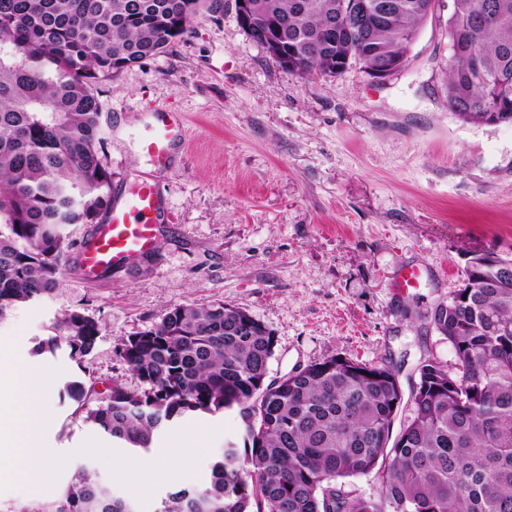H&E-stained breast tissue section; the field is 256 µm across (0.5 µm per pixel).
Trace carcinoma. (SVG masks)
Instances as JSON below:
<instances>
[{
  "instance_id": "cac0c4a2",
  "label": "carcinoma",
  "mask_w": 512,
  "mask_h": 512,
  "mask_svg": "<svg viewBox=\"0 0 512 512\" xmlns=\"http://www.w3.org/2000/svg\"><path fill=\"white\" fill-rule=\"evenodd\" d=\"M429 0H392L371 33L349 40L336 0H250L252 31L288 20V63L335 77L348 55L371 70L403 64ZM497 13L476 28L485 3ZM224 0H0V318L52 295L71 260L66 228L101 224L112 207L103 163V104L96 85L165 51L192 18ZM456 46L446 72L448 110L475 124L512 121V0H457L446 21ZM496 260L471 264L463 287L430 312L455 363L427 359L410 391L396 373L338 357L267 381L275 335L221 301L171 307L160 322L121 339L115 356L142 383L68 381L64 394L115 448L151 452L165 430L235 410L242 443L229 442L197 485L170 492L158 512H512V279ZM34 353L61 348L76 363L102 336L79 311ZM369 476L376 491L351 489ZM129 502L79 469L52 509L131 512Z\"/></svg>"
}]
</instances>
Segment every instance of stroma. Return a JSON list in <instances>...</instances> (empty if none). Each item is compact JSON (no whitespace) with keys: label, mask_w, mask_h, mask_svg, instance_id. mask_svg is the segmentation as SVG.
<instances>
[{"label":"stroma","mask_w":512,"mask_h":512,"mask_svg":"<svg viewBox=\"0 0 512 512\" xmlns=\"http://www.w3.org/2000/svg\"><path fill=\"white\" fill-rule=\"evenodd\" d=\"M446 20L429 18L406 67L378 85L357 68L332 78L282 69L240 29L235 0H224L163 53L99 84L114 194L153 172L142 150L152 112L180 114L185 149L172 169L154 172L166 210L150 272L129 264L87 280L73 263L53 296L0 319L14 359L52 382L43 439L57 487L88 466L135 512H157L176 488L161 474L137 493L122 451L104 458L108 440L60 396L68 379L139 388L113 349L176 305L223 301L264 323L277 340L272 380L336 356L389 366L407 392L424 360L453 363L426 312L460 288L470 256H512V125H469L449 112ZM405 267L422 278L402 291ZM74 310L102 321L95 350L79 363L62 350L35 355ZM241 429L237 412L204 416L155 446L173 455L178 437L207 433L192 486ZM51 500L0 480V512H37Z\"/></svg>","instance_id":"obj_1"}]
</instances>
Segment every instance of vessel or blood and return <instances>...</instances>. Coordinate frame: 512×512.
Masks as SVG:
<instances>
[{"mask_svg": "<svg viewBox=\"0 0 512 512\" xmlns=\"http://www.w3.org/2000/svg\"><path fill=\"white\" fill-rule=\"evenodd\" d=\"M179 127L175 113L154 112L151 135L143 144L154 170L170 167L178 146ZM161 210L154 181L139 180L124 201L113 204L105 223L93 227L79 260L84 276L96 277L154 251L161 235Z\"/></svg>", "mask_w": 512, "mask_h": 512, "instance_id": "1", "label": "vessel or blood"}]
</instances>
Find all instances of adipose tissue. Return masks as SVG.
Here are the masks:
<instances>
[{"mask_svg":"<svg viewBox=\"0 0 512 512\" xmlns=\"http://www.w3.org/2000/svg\"><path fill=\"white\" fill-rule=\"evenodd\" d=\"M7 381L11 396L0 408V476L52 492L56 466L43 443V431L50 422L47 382L40 373L13 365Z\"/></svg>","mask_w":512,"mask_h":512,"instance_id":"ef3b65f1","label":"adipose tissue"}]
</instances>
